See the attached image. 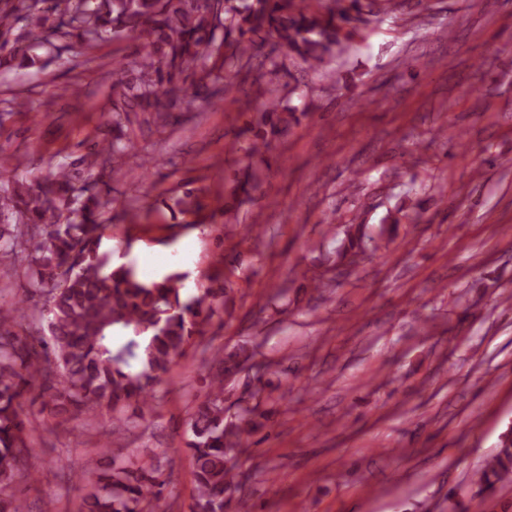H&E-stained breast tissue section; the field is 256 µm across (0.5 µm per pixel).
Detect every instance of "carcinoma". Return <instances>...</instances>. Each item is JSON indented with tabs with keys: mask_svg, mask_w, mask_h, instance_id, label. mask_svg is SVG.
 <instances>
[{
	"mask_svg": "<svg viewBox=\"0 0 512 512\" xmlns=\"http://www.w3.org/2000/svg\"><path fill=\"white\" fill-rule=\"evenodd\" d=\"M390 0H331L316 10L305 0H0V68H31L38 51L57 57L75 48L89 50L105 34L145 37L137 55L118 64L113 74L118 96L112 102V138L91 143L79 160L32 183L0 178V271L21 273L28 283L24 308L5 299L0 289V512H26L13 485L36 454L32 413L37 408L62 425L112 415V440L76 475L85 486L82 512H169L166 503L173 466L155 460L134 462L119 439L127 430L122 410L135 405L153 410L155 388L195 339L207 335L213 318L224 311L227 288L219 274L189 299L188 274L170 270L146 282L131 262L112 265L101 251L107 228L104 210L112 188L92 178L96 167L112 174L138 157L135 128L165 126L195 103L211 105L213 69L222 60L231 73L243 59L270 44L276 55L261 65L285 79L293 94L291 68L340 82L331 60L352 37L365 15L377 14ZM26 31L12 38L15 24ZM297 108L271 102L247 151L264 158L275 139L298 122ZM257 172L238 181V204L251 199ZM182 214L205 210L199 190L177 198ZM362 225L349 224L336 263L362 249ZM240 353L214 351L187 426V448L194 480L193 512H246L248 499L227 500L239 488V458L263 426L271 399L269 384L258 381L255 403L224 415V380L241 369ZM489 489L512 480V430L496 454L476 473Z\"/></svg>",
	"mask_w": 512,
	"mask_h": 512,
	"instance_id": "cac0c4a2",
	"label": "carcinoma"
}]
</instances>
